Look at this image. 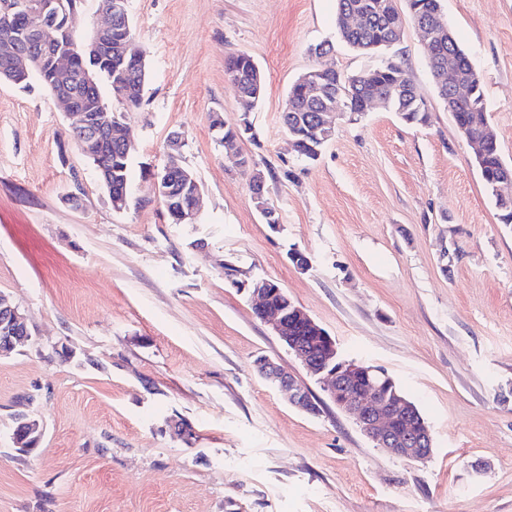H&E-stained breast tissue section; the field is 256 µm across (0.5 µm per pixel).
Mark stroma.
Listing matches in <instances>:
<instances>
[{
    "label": "stroma",
    "mask_w": 512,
    "mask_h": 512,
    "mask_svg": "<svg viewBox=\"0 0 512 512\" xmlns=\"http://www.w3.org/2000/svg\"><path fill=\"white\" fill-rule=\"evenodd\" d=\"M129 5L149 77L125 115L127 210L113 209L48 90L0 83V293L30 332L0 358V512H512V224L412 19L394 48L364 54L340 39L336 0ZM442 8L512 165V0ZM323 42L330 52L315 55ZM238 53L265 76L247 114L225 74ZM387 62L406 71L427 122L346 113L317 160L298 156L280 120L290 85L313 68ZM216 113L249 119L248 167L226 156ZM175 134L203 189L192 224L170 223L153 189ZM253 168L278 226L255 207ZM257 278L341 356L387 371L429 426L430 458L388 455L325 399L255 318L245 284ZM261 358L322 398L320 414L289 404ZM22 414L43 427L28 454L13 444Z\"/></svg>",
    "instance_id": "35a3bbf8"
}]
</instances>
